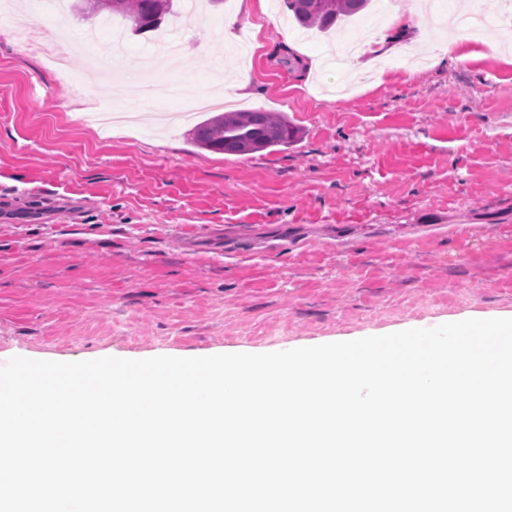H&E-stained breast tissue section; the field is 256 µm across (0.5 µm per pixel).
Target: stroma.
<instances>
[{
  "mask_svg": "<svg viewBox=\"0 0 512 512\" xmlns=\"http://www.w3.org/2000/svg\"><path fill=\"white\" fill-rule=\"evenodd\" d=\"M458 59L429 57L458 6L398 0L360 70L336 92L330 34L303 33L283 0L208 7L175 69L149 35L124 51L143 78L180 84L139 123L104 131L91 106L138 109L134 91L61 76L31 37L35 0H0V365L19 356L271 353L466 319L512 318V23ZM251 38L220 41L225 21ZM426 58L401 62L403 48ZM250 76L244 110L284 112L303 136L249 156L196 149L175 109Z\"/></svg>",
  "mask_w": 512,
  "mask_h": 512,
  "instance_id": "1",
  "label": "stroma"
}]
</instances>
